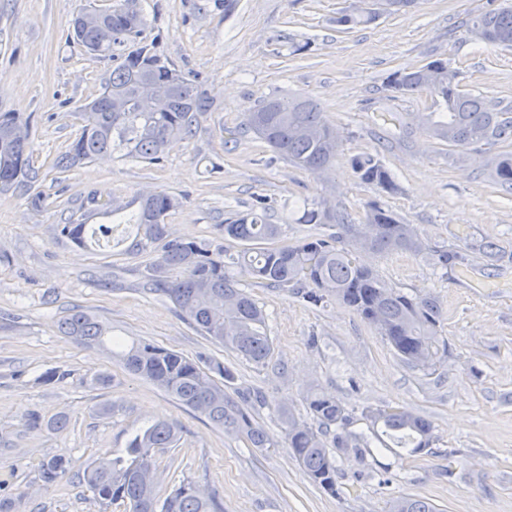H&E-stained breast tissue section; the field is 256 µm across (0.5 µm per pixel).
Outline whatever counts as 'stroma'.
<instances>
[{"instance_id": "1", "label": "stroma", "mask_w": 512, "mask_h": 512, "mask_svg": "<svg viewBox=\"0 0 512 512\" xmlns=\"http://www.w3.org/2000/svg\"><path fill=\"white\" fill-rule=\"evenodd\" d=\"M498 2L416 0L389 14L377 0H138L146 39H157L159 52L212 106L160 164L107 157L62 174L53 162L80 131L79 109L117 65L73 43L71 21L81 8L104 9L112 0H0V112L28 121L43 197L35 208L27 196L0 195V499L20 498V512H128L123 502L97 500L81 480L83 467L120 455L137 430L164 419L179 427L180 440L157 456L161 491L192 481L224 512H389L398 496L427 499L438 512H512V194L491 171L504 147L433 139L422 121L434 109L429 92L383 88L389 74L441 58L465 91L512 106V48L477 40L465 25ZM366 11L377 19L338 22ZM298 95L317 100L340 134L326 173L293 166L242 130L267 97ZM363 152L379 156L398 192L357 177L350 159ZM145 190L181 199L167 222L184 241L238 250L220 226L259 196L286 243L317 231L298 223L295 200L327 202L357 224L377 201L429 245L462 250L493 241L496 268L489 277L476 265L440 268L426 254L360 253L392 286L440 303L448 355L429 372L403 364L337 302L309 307L242 279L268 315L273 343L271 357L257 365L201 336L170 302L142 292L154 250L79 248L56 233L70 216L69 201L92 192L108 204ZM76 309L94 313L113 335L223 362L235 386L262 393L254 416L278 447H245L109 352L62 336L58 320ZM49 370L54 381L41 382ZM96 374L107 385L94 384ZM312 388L334 394L356 432L365 429L360 415L368 407L404 406L426 416L439 455L350 450L337 456L339 495L324 492L283 443L278 416L285 407L308 419L304 396ZM105 406L111 414H102ZM34 415L62 416L68 425L28 428ZM56 456L72 465L47 489L40 464Z\"/></svg>"}]
</instances>
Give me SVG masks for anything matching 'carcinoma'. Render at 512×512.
Segmentation results:
<instances>
[{
  "label": "carcinoma",
  "instance_id": "1",
  "mask_svg": "<svg viewBox=\"0 0 512 512\" xmlns=\"http://www.w3.org/2000/svg\"><path fill=\"white\" fill-rule=\"evenodd\" d=\"M101 23L94 27L72 26L71 38L94 54L120 59L112 77L99 94L77 113L81 122L78 136L55 160L54 167L68 172L107 154L158 163L175 144L193 136L198 113L207 110V98L177 69L158 64L155 53L141 39L143 22L137 0H115L98 10ZM469 31L480 30L485 41L512 47V5L489 9L466 21ZM147 78L173 82L169 102L154 112H144L136 99L135 81ZM387 89L408 94L427 90L440 106L427 121L432 135L450 145L467 146L512 141V107L497 108L486 98L461 89L458 74L434 87L422 82V70L394 72ZM244 131L264 140L280 158L295 167L324 172L336 160L339 134L324 118L319 104L309 98H267L248 113ZM29 123L17 112L0 113V194L30 191L40 174L32 164ZM351 167L360 180L387 193L398 189L380 159L356 155ZM496 183L512 192V153L494 160ZM180 200L166 192H154L130 201L112 203L108 211L114 224L136 228L132 248L146 251L161 246V254L149 265L141 290L169 300L176 312L210 340L233 350L249 362L263 365L271 357L272 341L262 309L229 273L236 268L258 284L285 291L313 306L330 300L350 308L372 326L405 365L431 370L448 352L439 336L442 309L431 297L409 295L389 286L378 273L358 262V249L377 253L427 250L413 225L405 224L378 202L369 205L364 224H354L348 213L327 203L303 207V224L335 227L334 234L312 235L291 244L281 243L282 225L271 224L266 208L229 218L222 227L224 239L240 243L234 253L210 241L183 242L169 238L168 214ZM92 194L83 198L79 217L58 225L59 234L84 246L100 244L113 227L88 232L87 220L98 213ZM476 255L487 268L494 266L496 246L485 241L470 247V253L435 251L437 264L469 267ZM61 334L75 341L97 346L117 357L130 373L138 375L176 399L182 406L208 418L228 436L251 448H273L277 441L260 426L251 411V392L233 386L235 375L224 363L206 364L152 343L124 344L109 336L110 328L97 317L74 311L58 322ZM316 426L297 420L291 411H280L285 442L304 474L331 495L339 494L335 452L358 448L374 440L379 449L406 451L413 457L433 454L432 422L405 407H367L361 412L370 436L348 431L352 417L336 396L312 389L305 396ZM179 441L177 427L156 421L134 434L125 453L114 459L99 458L86 463L83 480L102 501H121L129 512H224V506L194 483L182 481L165 498L158 497L156 455L174 448ZM70 469L64 457L41 463L43 484L53 486ZM390 512H437L430 502L407 496L392 500Z\"/></svg>",
  "mask_w": 512,
  "mask_h": 512
}]
</instances>
